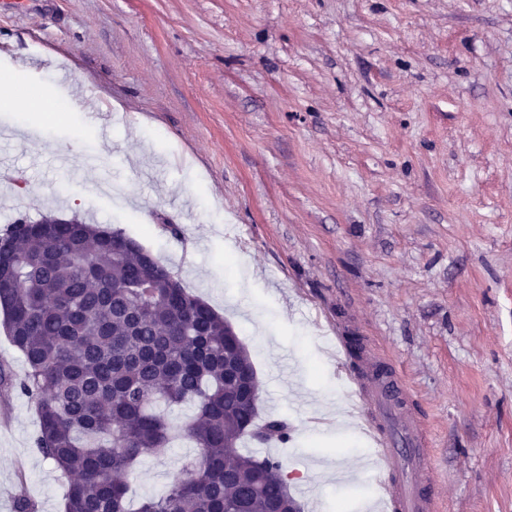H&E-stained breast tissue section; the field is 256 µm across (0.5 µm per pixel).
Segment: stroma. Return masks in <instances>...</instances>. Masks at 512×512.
I'll list each match as a JSON object with an SVG mask.
<instances>
[{
    "label": "stroma",
    "instance_id": "35a3bbf8",
    "mask_svg": "<svg viewBox=\"0 0 512 512\" xmlns=\"http://www.w3.org/2000/svg\"><path fill=\"white\" fill-rule=\"evenodd\" d=\"M0 230L74 216L123 230L247 346L260 418L303 512H368L378 474L332 358L361 337L409 389L440 512H512V0H0ZM96 112L109 114L102 137ZM112 167L76 177L59 155ZM0 512H62L28 397L7 401ZM178 436L123 480L156 495Z\"/></svg>",
    "mask_w": 512,
    "mask_h": 512
}]
</instances>
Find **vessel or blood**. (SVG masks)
<instances>
[{"instance_id": "1", "label": "vessel or blood", "mask_w": 512, "mask_h": 512, "mask_svg": "<svg viewBox=\"0 0 512 512\" xmlns=\"http://www.w3.org/2000/svg\"><path fill=\"white\" fill-rule=\"evenodd\" d=\"M406 392L404 380L390 367L370 379H354L356 408L366 417L365 432L377 449L367 464L383 477V512H420L438 495L422 440L402 408Z\"/></svg>"}]
</instances>
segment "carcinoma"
I'll list each match as a JSON object with an SVG mask.
<instances>
[{
  "label": "carcinoma",
  "mask_w": 512,
  "mask_h": 512,
  "mask_svg": "<svg viewBox=\"0 0 512 512\" xmlns=\"http://www.w3.org/2000/svg\"><path fill=\"white\" fill-rule=\"evenodd\" d=\"M119 229L45 227L20 218L0 231V328L22 355L24 375L0 370V391L33 403L35 445L64 486L62 512H131L116 478L169 446L163 408L186 405L200 457L136 512H289L282 463L244 455L258 406L245 399L243 371L258 390L250 353L233 327L160 261L145 267L142 245L112 249ZM288 442L271 418L259 441Z\"/></svg>",
  "instance_id": "obj_1"
}]
</instances>
